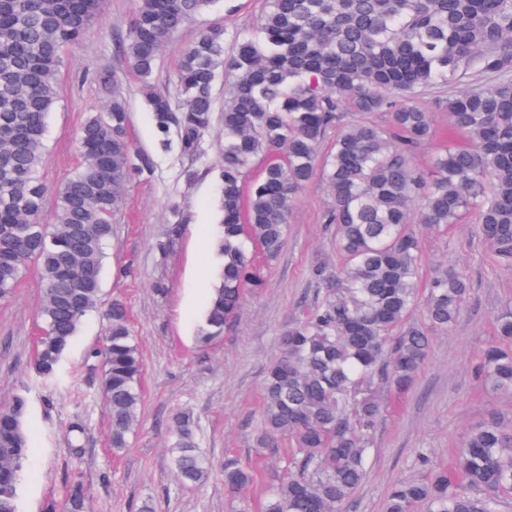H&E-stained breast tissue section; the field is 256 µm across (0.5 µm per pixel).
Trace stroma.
I'll return each mask as SVG.
<instances>
[{
	"mask_svg": "<svg viewBox=\"0 0 512 512\" xmlns=\"http://www.w3.org/2000/svg\"><path fill=\"white\" fill-rule=\"evenodd\" d=\"M137 7L136 0H105L103 12L66 53L59 75V99L48 118L47 155L40 171L49 184L72 176L78 166L75 136L107 96L85 80V70L105 67L123 94L134 147L152 160L150 171L130 183L124 205L113 218L107 249L101 308L89 314L61 364V377L43 383L32 355L40 320L42 285L27 267L9 299L0 301V404L15 396L27 400L32 455L24 473L18 512H47L61 502L72 467H79L89 512H230L224 492L225 461L262 457L265 465L254 487L253 503L264 500L287 468V448H257L255 429L267 366L280 354L279 338L289 324L313 306L316 263L336 265V253L323 224L331 200L322 174H314L297 194L288 218V240L267 273L260 293L246 295L235 324L223 337L200 345L197 328L216 284L215 272L199 276L209 263L207 244L217 232L224 126L215 121L187 181V161L177 147L161 148L140 89L124 66L120 44ZM265 0H215L204 13L170 35L153 75L155 88L172 87L193 35L214 25L224 29V45L255 33ZM178 235H171L172 225ZM423 269L445 266L464 277L471 292L455 326L432 337L428 356L412 388L384 392V412L372 434L367 474L345 505V512H383L391 486L423 477L419 452L447 464L469 432L494 413L512 416V400L486 391L479 379L480 354L495 338L498 316L512 305V269L500 267L479 236L473 215L446 230L420 228ZM122 299L144 365L140 420L119 453L110 447V427L101 395L102 363L90 358L107 324L100 311ZM191 413L197 444L213 467L201 486L179 482L169 450L175 438L172 418ZM86 421L89 434L81 462H74L65 431Z\"/></svg>",
	"mask_w": 512,
	"mask_h": 512,
	"instance_id": "obj_1",
	"label": "stroma"
}]
</instances>
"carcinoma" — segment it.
Returning <instances> with one entry per match:
<instances>
[{
  "instance_id": "obj_1",
  "label": "carcinoma",
  "mask_w": 512,
  "mask_h": 512,
  "mask_svg": "<svg viewBox=\"0 0 512 512\" xmlns=\"http://www.w3.org/2000/svg\"><path fill=\"white\" fill-rule=\"evenodd\" d=\"M214 0H137L122 42L127 71L144 89L160 144L176 135L194 162L214 121L217 70L232 73L222 121L224 164L219 284L198 328L199 342L236 319L246 292L264 287L265 267L283 251L296 194L320 169L332 200L325 223L342 260L314 268L310 315L280 337L281 356L266 370L256 445L286 438L288 475L269 492L264 512H342L361 484L370 437L382 414L381 387L413 383L436 331L457 320L469 284L448 268L429 279L425 321L412 319L421 281V223L446 229L467 212L497 264L512 267V0H266L258 33L224 58V28L198 32L179 65L174 91L152 86L167 38ZM103 0H0V299L9 298L30 262L43 283L42 320L33 356L37 375L56 377L83 319L98 309L112 214L131 178L151 168L127 139L128 111L112 75H91L111 97L75 137L80 164L56 187L40 169L47 119L59 98L66 51L101 13ZM475 68L484 85L448 95L453 130L467 142L435 151L419 173L412 154L433 135L432 113L414 98ZM386 112L387 127L342 124L343 113ZM325 157L319 148L331 129ZM267 163L250 188L254 161ZM57 206L43 223V206ZM108 332L90 356L103 365L102 391L111 447L120 452L138 421L144 373L128 310L112 300ZM497 340L482 354L483 385L512 397V308L497 319ZM27 401L0 406V512H18L30 442ZM172 464L183 484L201 485L209 465L195 446L190 414L173 417ZM84 422L67 436L83 454ZM461 480L440 466L391 487L385 512H502L512 496V419L476 427L457 451ZM253 468L224 462L232 512H251L244 491ZM63 512H87L84 484L67 475Z\"/></svg>"
}]
</instances>
